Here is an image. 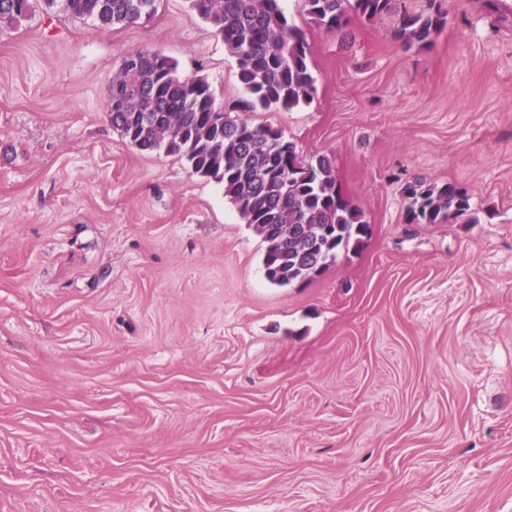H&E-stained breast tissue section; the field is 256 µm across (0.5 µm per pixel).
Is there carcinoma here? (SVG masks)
Instances as JSON below:
<instances>
[{"label":"carcinoma","mask_w":512,"mask_h":512,"mask_svg":"<svg viewBox=\"0 0 512 512\" xmlns=\"http://www.w3.org/2000/svg\"><path fill=\"white\" fill-rule=\"evenodd\" d=\"M36 0H0V30L28 18ZM65 11L102 30L150 18L156 0H64ZM318 28L346 34L350 14L371 19L393 10L392 0H304ZM235 59L243 96L216 103L202 76L183 77L175 62L141 49L128 53L112 77V128L145 152L175 155L192 173L223 186L224 197L265 243L266 279L283 286L310 280L369 233L362 212L336 185L326 155L301 156L294 142L249 114L293 110L313 103L317 78L305 30L286 15L282 0H189ZM448 24L440 9L402 10L395 36L429 50ZM409 224L478 222L470 197L456 185L421 180L401 191Z\"/></svg>","instance_id":"carcinoma-1"}]
</instances>
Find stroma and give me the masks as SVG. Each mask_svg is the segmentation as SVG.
Returning <instances> with one entry per match:
<instances>
[{"mask_svg":"<svg viewBox=\"0 0 512 512\" xmlns=\"http://www.w3.org/2000/svg\"><path fill=\"white\" fill-rule=\"evenodd\" d=\"M437 2L425 51L283 0L319 93L250 118L372 228L290 286L220 184L108 120L143 48L241 97L188 0L0 31V512H512V0ZM416 178L478 223H406Z\"/></svg>","mask_w":512,"mask_h":512,"instance_id":"stroma-1","label":"stroma"}]
</instances>
